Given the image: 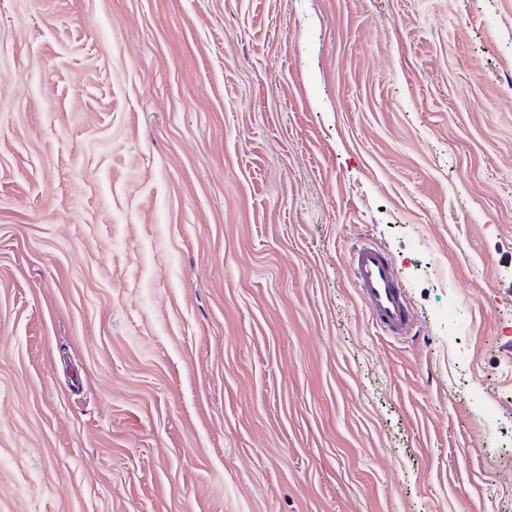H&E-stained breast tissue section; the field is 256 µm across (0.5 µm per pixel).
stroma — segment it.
<instances>
[{
    "mask_svg": "<svg viewBox=\"0 0 512 512\" xmlns=\"http://www.w3.org/2000/svg\"><path fill=\"white\" fill-rule=\"evenodd\" d=\"M0 512H512V0H0ZM350 268L374 328L393 338H406L412 322L410 308L383 249L365 240L351 252Z\"/></svg>",
    "mask_w": 512,
    "mask_h": 512,
    "instance_id": "stroma-1",
    "label": "stroma"
}]
</instances>
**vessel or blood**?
<instances>
[{
    "instance_id": "obj_1",
    "label": "vessel or blood",
    "mask_w": 512,
    "mask_h": 512,
    "mask_svg": "<svg viewBox=\"0 0 512 512\" xmlns=\"http://www.w3.org/2000/svg\"><path fill=\"white\" fill-rule=\"evenodd\" d=\"M350 268L374 328L397 339L405 338L411 329V312L383 249L364 241L351 252Z\"/></svg>"
}]
</instances>
